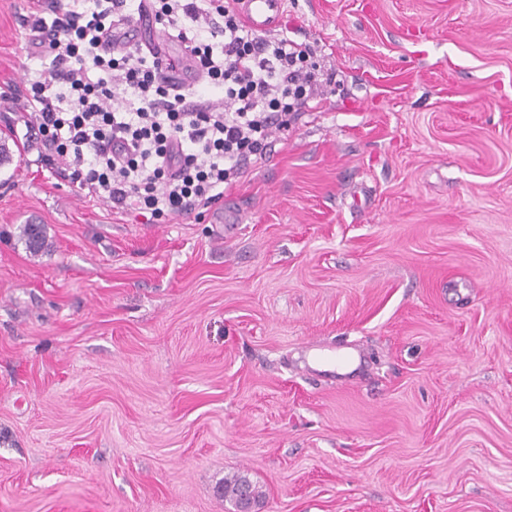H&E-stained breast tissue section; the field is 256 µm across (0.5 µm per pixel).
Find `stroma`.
Wrapping results in <instances>:
<instances>
[{
	"instance_id": "1",
	"label": "stroma",
	"mask_w": 512,
	"mask_h": 512,
	"mask_svg": "<svg viewBox=\"0 0 512 512\" xmlns=\"http://www.w3.org/2000/svg\"><path fill=\"white\" fill-rule=\"evenodd\" d=\"M25 9L0 91L50 68ZM285 10L333 77L188 215L112 212L0 101V512H227L238 471L260 512H512V0ZM246 488L249 492V497L254 503L259 504L262 498V491L259 487L250 480L246 475L234 474L231 478H224V484L219 488V492L224 497V500L235 502L240 497L241 489ZM237 512H255L258 511L254 505L249 503L247 496L244 494L240 497Z\"/></svg>"
}]
</instances>
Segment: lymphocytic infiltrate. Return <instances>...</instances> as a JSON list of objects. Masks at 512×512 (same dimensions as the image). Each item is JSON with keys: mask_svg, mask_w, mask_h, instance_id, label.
<instances>
[{"mask_svg": "<svg viewBox=\"0 0 512 512\" xmlns=\"http://www.w3.org/2000/svg\"><path fill=\"white\" fill-rule=\"evenodd\" d=\"M237 0H34L23 25L51 70L19 93L45 165L119 213H191L261 156L330 78L287 35L260 37ZM150 15L193 60L200 91L159 74L152 42L123 43Z\"/></svg>", "mask_w": 512, "mask_h": 512, "instance_id": "f902f5d3", "label": "lymphocytic infiltrate"}]
</instances>
